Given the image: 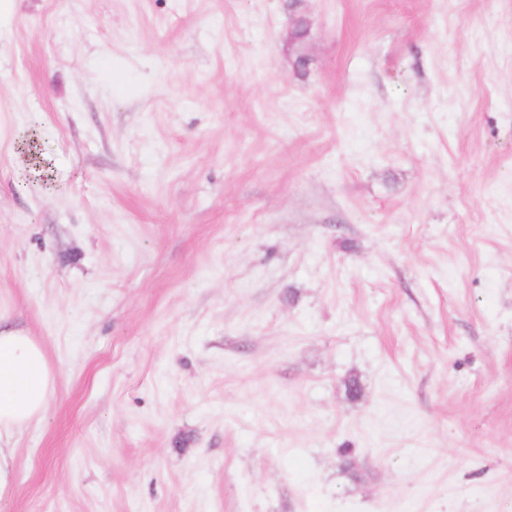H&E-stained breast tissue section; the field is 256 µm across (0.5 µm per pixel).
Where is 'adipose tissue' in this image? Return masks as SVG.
<instances>
[{"label":"adipose tissue","mask_w":512,"mask_h":512,"mask_svg":"<svg viewBox=\"0 0 512 512\" xmlns=\"http://www.w3.org/2000/svg\"><path fill=\"white\" fill-rule=\"evenodd\" d=\"M54 383L40 343L27 332L0 326V437L41 420Z\"/></svg>","instance_id":"ef3b65f1"}]
</instances>
